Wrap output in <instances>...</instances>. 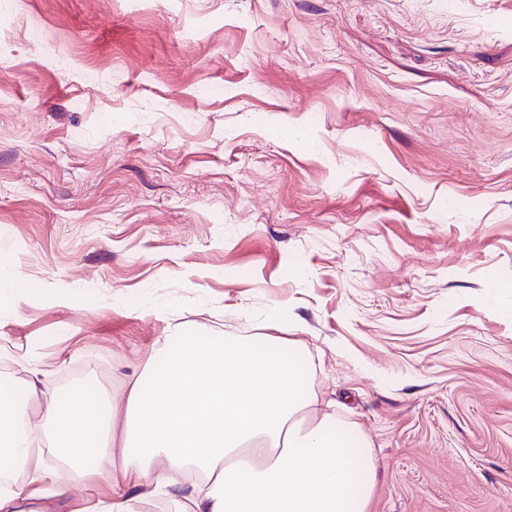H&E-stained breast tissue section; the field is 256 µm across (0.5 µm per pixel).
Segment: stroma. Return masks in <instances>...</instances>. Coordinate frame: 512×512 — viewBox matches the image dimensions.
<instances>
[{
  "label": "stroma",
  "mask_w": 512,
  "mask_h": 512,
  "mask_svg": "<svg viewBox=\"0 0 512 512\" xmlns=\"http://www.w3.org/2000/svg\"><path fill=\"white\" fill-rule=\"evenodd\" d=\"M275 321L370 512H512V0H0V390ZM35 438L12 512L111 502Z\"/></svg>",
  "instance_id": "1"
}]
</instances>
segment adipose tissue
Returning a JSON list of instances; mask_svg holds the SVG:
<instances>
[{"mask_svg": "<svg viewBox=\"0 0 512 512\" xmlns=\"http://www.w3.org/2000/svg\"><path fill=\"white\" fill-rule=\"evenodd\" d=\"M147 375L126 396V430L137 452L116 462L112 404L79 390L69 409L83 418L81 445L69 435V409L47 399L57 453L79 478L117 471L111 512H128L136 487L172 488L191 470L204 481L179 512H367L373 470L369 443L353 428L318 415L300 348L281 336L197 340L168 337ZM33 432L15 395L0 393V467L27 461ZM163 458L164 468L153 465Z\"/></svg>", "mask_w": 512, "mask_h": 512, "instance_id": "adipose-tissue-1", "label": "adipose tissue"}]
</instances>
